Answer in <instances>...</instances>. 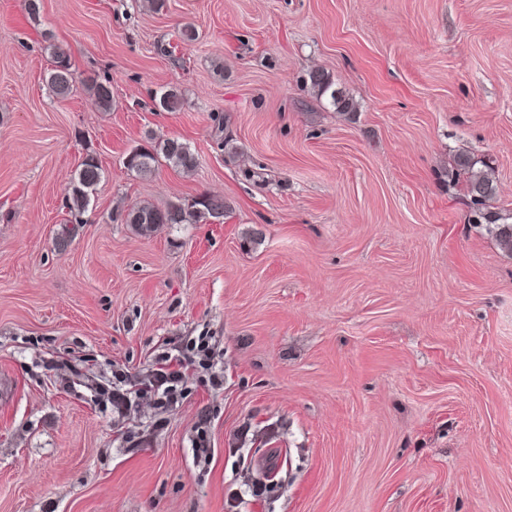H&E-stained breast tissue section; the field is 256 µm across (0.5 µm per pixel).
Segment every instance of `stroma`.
I'll use <instances>...</instances> for the list:
<instances>
[{
  "instance_id": "35a3bbf8",
  "label": "stroma",
  "mask_w": 512,
  "mask_h": 512,
  "mask_svg": "<svg viewBox=\"0 0 512 512\" xmlns=\"http://www.w3.org/2000/svg\"><path fill=\"white\" fill-rule=\"evenodd\" d=\"M156 139L195 171L125 169ZM463 151L512 214V0H0V512H512V252ZM203 194L220 222L117 219ZM200 336L222 386L120 423L92 396ZM53 65L48 82L57 98L65 99L73 91L76 83L75 71L72 69L69 53L62 46L52 49ZM307 83H309L310 88L317 95L323 96L330 91V99L337 110L341 112H350L353 110L354 105L352 101L346 99L343 94L336 92L335 89H332L333 82L327 72L325 73L323 70L319 69L311 70L308 73ZM477 163L468 153H460L455 158L457 170L466 175V192L471 202L484 206L496 196L497 188L481 170H475ZM102 178V167L96 156L86 154L78 165L66 193L71 219L66 224H83V213L90 203V195ZM509 219H512L511 214L506 217L498 212L484 211L482 208H478L472 221L473 224H494L497 228L496 236L500 244L505 249L512 251V222L509 223Z\"/></svg>"
}]
</instances>
